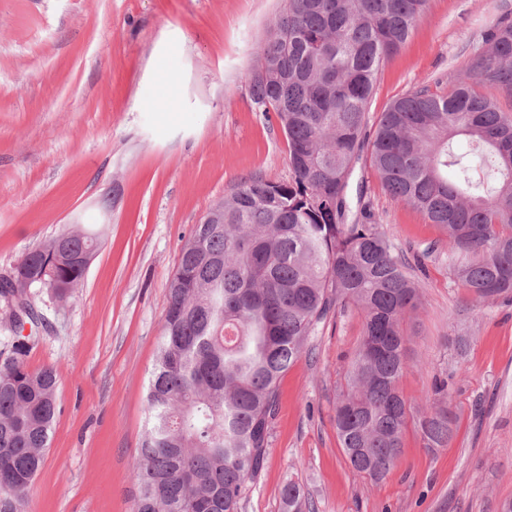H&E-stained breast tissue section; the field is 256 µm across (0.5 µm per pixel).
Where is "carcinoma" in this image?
Here are the masks:
<instances>
[{"mask_svg": "<svg viewBox=\"0 0 512 512\" xmlns=\"http://www.w3.org/2000/svg\"><path fill=\"white\" fill-rule=\"evenodd\" d=\"M427 0H285L269 23L251 98L288 141L291 180L252 177L215 204L182 245L147 386L148 424L134 467L133 512H239L257 476L279 381L338 303L363 312L348 389L336 404L350 465L382 480L401 457L409 406L403 323L420 288L369 205L349 221L359 160L397 200L421 211L462 261L454 277L478 304L512 300V22L483 36L448 92L423 85L394 101L367 134L377 72L406 43ZM453 179H448V172ZM95 236L62 232L26 252L20 292L65 298L83 281ZM18 339L0 363V512H23L58 409V375L23 362ZM421 428L433 447L453 433L447 407ZM283 512H304L290 481Z\"/></svg>", "mask_w": 512, "mask_h": 512, "instance_id": "1", "label": "carcinoma"}]
</instances>
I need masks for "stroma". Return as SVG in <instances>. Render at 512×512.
Returning a JSON list of instances; mask_svg holds the SVG:
<instances>
[{
	"instance_id": "1",
	"label": "stroma",
	"mask_w": 512,
	"mask_h": 512,
	"mask_svg": "<svg viewBox=\"0 0 512 512\" xmlns=\"http://www.w3.org/2000/svg\"><path fill=\"white\" fill-rule=\"evenodd\" d=\"M282 0H0V277L73 224L98 235L66 299L27 295L43 322L28 369H56L58 406L26 512H132L133 467L179 251L209 208L253 176L288 181V143L258 112L249 73ZM512 0H429L381 66L369 127L395 100L471 66ZM365 202L415 268L407 328L410 405L401 460L380 482L336 435L362 315L338 305L282 377L265 459L242 512H282L299 483L313 512H502L512 501V303L476 305L442 233L358 162ZM448 393L434 392L436 381ZM455 417L431 448L433 406Z\"/></svg>"
}]
</instances>
